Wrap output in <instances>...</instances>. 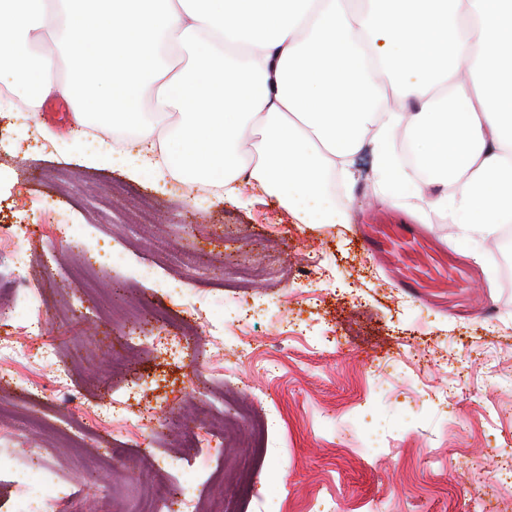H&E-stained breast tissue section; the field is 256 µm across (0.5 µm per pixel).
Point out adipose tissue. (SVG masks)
<instances>
[{"label": "adipose tissue", "instance_id": "adipose-tissue-1", "mask_svg": "<svg viewBox=\"0 0 512 512\" xmlns=\"http://www.w3.org/2000/svg\"><path fill=\"white\" fill-rule=\"evenodd\" d=\"M0 84L31 109L72 98L158 177L246 180L304 224L338 223L331 184L367 143L389 199L484 238L512 223V0H0Z\"/></svg>", "mask_w": 512, "mask_h": 512}]
</instances>
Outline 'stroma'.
<instances>
[{"label": "stroma", "instance_id": "obj_1", "mask_svg": "<svg viewBox=\"0 0 512 512\" xmlns=\"http://www.w3.org/2000/svg\"><path fill=\"white\" fill-rule=\"evenodd\" d=\"M0 221L70 227L72 253L39 275L49 306L43 339L0 381V449L39 448L68 491L90 510L128 512L142 487L146 452L181 453L170 425L193 420L201 444L197 493H235L252 427L236 411L278 414L267 452L239 512L260 503L284 512H512V288L491 266L496 237L466 235L454 219L422 211L418 198L388 200L371 145L353 157L352 182H337L342 224H302L274 198L244 185L238 197L196 191L152 171L129 179L123 165L86 168L82 154L102 132L0 112ZM160 203L156 224L112 223L130 199ZM393 206L483 270L454 305L417 299L364 246L359 226ZM111 258L99 259L102 248ZM152 268L149 278L141 270ZM256 313L225 326L217 350L157 353L142 327L136 369L115 359L112 332L131 330L145 301L170 316L188 302L206 310L199 336L223 318L225 299ZM126 399L129 414L152 408L162 424L149 442L118 433L94 407ZM224 416L235 441L211 436L199 412Z\"/></svg>", "mask_w": 512, "mask_h": 512}]
</instances>
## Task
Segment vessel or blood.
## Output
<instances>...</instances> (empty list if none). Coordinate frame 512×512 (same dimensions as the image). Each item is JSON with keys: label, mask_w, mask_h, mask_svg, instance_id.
<instances>
[{"label": "vessel or blood", "mask_w": 512, "mask_h": 512, "mask_svg": "<svg viewBox=\"0 0 512 512\" xmlns=\"http://www.w3.org/2000/svg\"><path fill=\"white\" fill-rule=\"evenodd\" d=\"M366 245L392 280L409 293L435 301L455 296L462 282L479 278L478 268L446 249L423 226L382 209L362 225Z\"/></svg>", "instance_id": "obj_1"}]
</instances>
